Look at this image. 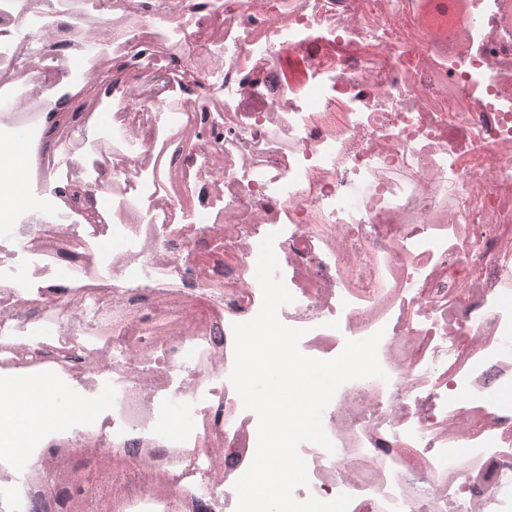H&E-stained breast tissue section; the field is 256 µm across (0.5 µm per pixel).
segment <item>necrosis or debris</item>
Returning <instances> with one entry per match:
<instances>
[{
	"mask_svg": "<svg viewBox=\"0 0 512 512\" xmlns=\"http://www.w3.org/2000/svg\"><path fill=\"white\" fill-rule=\"evenodd\" d=\"M20 132L0 401L46 379L72 414L0 457V512H236L270 234L301 352L379 331L387 374L338 389L295 498L512 512V0H0Z\"/></svg>",
	"mask_w": 512,
	"mask_h": 512,
	"instance_id": "necrosis-or-debris-1",
	"label": "necrosis or debris"
}]
</instances>
